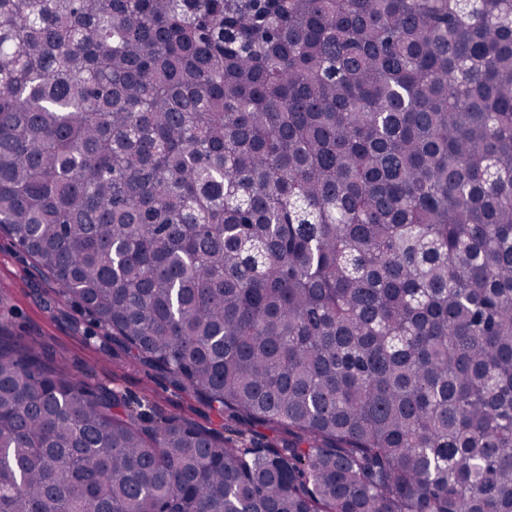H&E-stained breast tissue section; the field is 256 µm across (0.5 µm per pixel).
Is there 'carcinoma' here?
<instances>
[{
	"label": "carcinoma",
	"instance_id": "1",
	"mask_svg": "<svg viewBox=\"0 0 512 512\" xmlns=\"http://www.w3.org/2000/svg\"><path fill=\"white\" fill-rule=\"evenodd\" d=\"M0 233L239 424L0 327V512H512V0H0Z\"/></svg>",
	"mask_w": 512,
	"mask_h": 512
}]
</instances>
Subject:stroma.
Instances as JSON below:
<instances>
[{
    "instance_id": "35a3bbf8",
    "label": "stroma",
    "mask_w": 512,
    "mask_h": 512,
    "mask_svg": "<svg viewBox=\"0 0 512 512\" xmlns=\"http://www.w3.org/2000/svg\"><path fill=\"white\" fill-rule=\"evenodd\" d=\"M0 325L43 356L94 387H119L154 417H185L207 428L224 421L204 402L130 359L113 343L87 339V324L71 301L7 236H0Z\"/></svg>"
}]
</instances>
